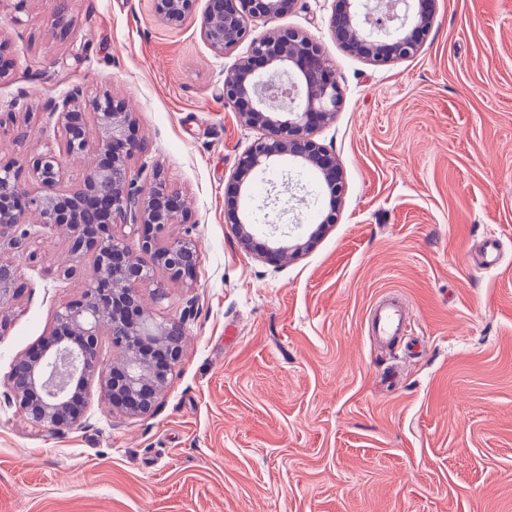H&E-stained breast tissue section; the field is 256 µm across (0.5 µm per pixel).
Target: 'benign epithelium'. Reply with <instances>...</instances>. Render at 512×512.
<instances>
[{"label":"benign epithelium","mask_w":512,"mask_h":512,"mask_svg":"<svg viewBox=\"0 0 512 512\" xmlns=\"http://www.w3.org/2000/svg\"><path fill=\"white\" fill-rule=\"evenodd\" d=\"M298 0H206L200 35L210 49L224 57L245 40L249 50L235 58L224 81V99L237 108L238 120L259 132L239 157L236 170L263 173L270 162L288 155L314 169L331 199L328 214L318 225L322 233L336 222L345 191L336 155L314 139L316 130L336 117L341 88L321 47L302 32L274 28L250 38L252 26L282 19ZM330 31L346 51L374 64H387L417 54L432 27L434 0H418L415 13L400 15L395 0L383 9L380 0H338ZM196 0H153L155 14L171 26L191 17ZM78 89L50 107L57 115L64 141L62 152L37 154L32 168L41 185L29 192L21 184L15 162L0 161V238L19 247L45 231H61L80 262L92 254V275L84 295L56 312L50 336L14 360L8 376L23 415L33 424L60 432L80 418L79 397L94 376L100 379L101 399L112 410L148 413L164 391L168 375L182 355L185 335L181 320L158 321L146 306L140 288L159 268L171 278L192 282L199 264L197 245L185 237L161 240L171 224H189L192 214L175 206L164 192L160 175L141 184L131 161L145 151L136 135V118L128 103L109 94L89 102ZM93 113L94 122L88 121ZM93 154L80 187L58 188L63 156ZM38 221L31 222L32 216ZM240 243L253 249L250 225L229 216ZM131 224L140 231L132 250L112 235V225ZM311 241L263 246L260 258L277 263L306 251ZM16 268L0 260V330L18 291ZM112 359L99 358L103 341Z\"/></svg>","instance_id":"1"}]
</instances>
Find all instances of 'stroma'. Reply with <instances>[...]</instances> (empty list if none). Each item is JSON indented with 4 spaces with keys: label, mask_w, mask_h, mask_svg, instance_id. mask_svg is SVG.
Listing matches in <instances>:
<instances>
[{
    "label": "stroma",
    "mask_w": 512,
    "mask_h": 512,
    "mask_svg": "<svg viewBox=\"0 0 512 512\" xmlns=\"http://www.w3.org/2000/svg\"><path fill=\"white\" fill-rule=\"evenodd\" d=\"M334 0H299L281 26L321 45L343 101L315 135L346 192L335 224L319 175L286 157L248 175L239 199L254 240L282 192V231L312 238L282 266L246 251L226 186L257 136L224 99L233 59L199 20L173 28L152 0H0L10 70L0 79V147L40 184L32 158L61 150L47 110L72 88L126 99L146 151L193 212L167 236L199 245L197 280L156 271L141 293L158 318L186 319L184 352L147 414L110 411L91 383L76 425L32 426L9 402L19 355L79 298L88 264L46 233L0 249L19 295L0 333V512H512V0H435L420 53L374 65L343 50ZM499 243L478 267L484 240ZM70 276H63V269ZM410 301V335L366 332L377 297Z\"/></svg>",
    "instance_id": "obj_1"
}]
</instances>
